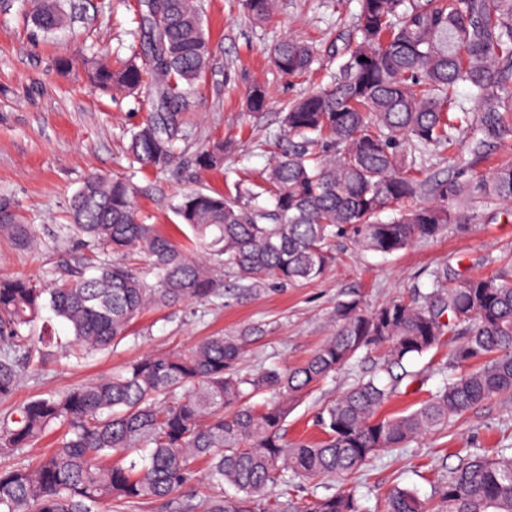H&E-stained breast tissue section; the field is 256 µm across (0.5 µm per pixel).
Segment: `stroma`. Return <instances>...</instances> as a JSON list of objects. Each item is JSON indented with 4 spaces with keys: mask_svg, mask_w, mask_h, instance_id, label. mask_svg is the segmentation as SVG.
Returning a JSON list of instances; mask_svg holds the SVG:
<instances>
[{
    "mask_svg": "<svg viewBox=\"0 0 512 512\" xmlns=\"http://www.w3.org/2000/svg\"><path fill=\"white\" fill-rule=\"evenodd\" d=\"M78 2L76 18L47 35L32 23L38 0H0V196L20 205L35 239L34 247L19 248L0 233V274L26 275L45 285L71 247L68 201L90 175H132L142 214L178 244L185 236L176 228L172 206L183 194L259 184L276 151L268 139L283 132L285 106L311 89L331 87L339 77L342 50L358 10V0H275L271 17L257 23L244 12L241 0H198L214 53L181 115L178 146L185 161L133 175L125 148L131 130L152 111L153 99L145 91L96 92L83 60L141 56L140 0ZM289 37L317 48L311 71L295 78L270 62L271 48ZM60 57L73 58L68 72L57 71ZM256 82L268 93L266 109L257 113L245 105ZM217 140L224 143L223 170L206 172L188 165V157ZM489 209V204L477 205L479 220L466 232L451 229L386 258L337 239L335 265L313 282L282 286L266 280L250 293L246 281L225 271L223 296L147 308L109 353L82 362L61 360L23 374L13 402L110 375L149 353H184L205 337L247 328L256 335L241 369L288 370L330 338L342 302L356 298L370 310L408 296L416 286L428 291L429 271L451 258L472 274H494L496 258L512 257V222L487 221ZM447 363L444 347L417 360V381L392 399L387 412L416 408L442 384ZM361 372V366L350 365L301 397L285 424V441L320 439L318 413ZM510 443L512 397L495 398L406 447L380 453L356 474L291 484L277 488L274 496L287 502L290 512H299L311 495L351 490L364 512H380L386 492L401 487L413 490L431 510L460 456L492 455Z\"/></svg>",
    "mask_w": 512,
    "mask_h": 512,
    "instance_id": "stroma-1",
    "label": "stroma"
}]
</instances>
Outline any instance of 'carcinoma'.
I'll use <instances>...</instances> for the list:
<instances>
[{"label": "carcinoma", "instance_id": "obj_1", "mask_svg": "<svg viewBox=\"0 0 512 512\" xmlns=\"http://www.w3.org/2000/svg\"><path fill=\"white\" fill-rule=\"evenodd\" d=\"M139 24L145 67L95 65L101 91L147 88L154 111L131 134L128 155L139 170L180 159L176 140L188 91L212 50L196 0H144ZM262 22L274 0H242ZM66 19L59 0H39L35 26L49 33ZM338 82L288 104L291 140L259 190L235 195L193 192L174 205L193 234L177 246L135 205L125 178L88 177L69 203L76 250L46 288L31 278L0 276V401L10 400L33 364L81 359L128 336L147 307L208 302L221 295L220 271L259 283L322 278L335 262L332 242L347 236L363 252L387 257L453 225L475 223L472 206L512 202V163L465 179L419 178L422 157L460 146L468 166L512 139V0H359L355 39L343 51ZM285 75L300 76L314 49L293 39L271 51ZM465 85L476 108L458 99ZM254 85L252 112L266 105ZM192 164L224 166V144L198 151ZM431 200L418 202L423 191ZM393 216L384 221L381 213ZM0 231L24 248L31 229L18 204L0 198ZM139 251L148 264L90 262L87 254ZM431 290L364 312L341 304L336 333L303 365L287 372L243 374L237 364L255 330L208 336L185 354H147L118 372L28 401L0 415V512H100L109 504L157 503L163 512H256L288 478L360 471L377 453L448 424L481 403L512 396V257L490 277L446 263L429 274ZM49 310L71 339L56 346L32 325ZM448 345L449 381L419 407L382 416V406L413 384L415 360ZM374 368L319 416L326 438L284 442L299 398L361 354ZM269 391L256 407L247 396ZM51 430L57 446L25 456ZM138 448L146 457H131ZM205 464V492L195 486ZM236 496L224 497V485ZM302 512H361L355 496H315ZM382 512H428L411 491L390 490ZM438 512H512V446L494 458L459 459Z\"/></svg>", "mask_w": 512, "mask_h": 512}]
</instances>
